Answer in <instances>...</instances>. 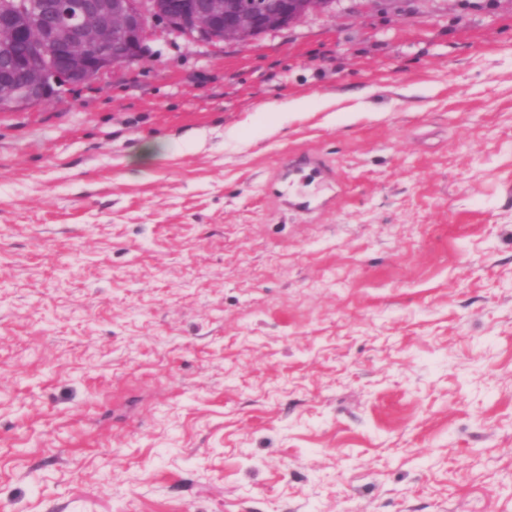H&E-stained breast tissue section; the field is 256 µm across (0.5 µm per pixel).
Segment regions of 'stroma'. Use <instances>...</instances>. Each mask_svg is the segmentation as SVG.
Here are the masks:
<instances>
[{"label":"stroma","instance_id":"35a3bbf8","mask_svg":"<svg viewBox=\"0 0 512 512\" xmlns=\"http://www.w3.org/2000/svg\"><path fill=\"white\" fill-rule=\"evenodd\" d=\"M150 50L0 112V512H512V0Z\"/></svg>","mask_w":512,"mask_h":512}]
</instances>
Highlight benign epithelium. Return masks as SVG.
<instances>
[{
	"instance_id": "1",
	"label": "benign epithelium",
	"mask_w": 512,
	"mask_h": 512,
	"mask_svg": "<svg viewBox=\"0 0 512 512\" xmlns=\"http://www.w3.org/2000/svg\"><path fill=\"white\" fill-rule=\"evenodd\" d=\"M332 12L303 0L276 13L239 0H23L18 12L0 13V111L40 105L61 86H88L141 60L158 25L194 42L249 45L313 13ZM19 42L34 52L10 54Z\"/></svg>"
}]
</instances>
